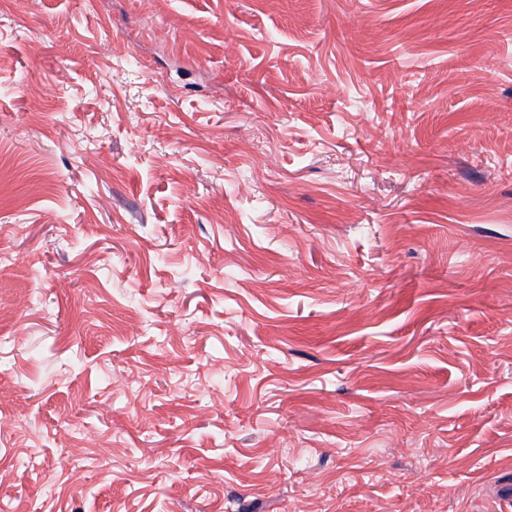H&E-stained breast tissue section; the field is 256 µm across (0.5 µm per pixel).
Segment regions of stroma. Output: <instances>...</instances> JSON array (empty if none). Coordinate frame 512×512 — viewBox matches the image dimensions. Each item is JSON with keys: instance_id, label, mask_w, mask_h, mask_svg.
I'll return each mask as SVG.
<instances>
[{"instance_id": "35a3bbf8", "label": "stroma", "mask_w": 512, "mask_h": 512, "mask_svg": "<svg viewBox=\"0 0 512 512\" xmlns=\"http://www.w3.org/2000/svg\"><path fill=\"white\" fill-rule=\"evenodd\" d=\"M0 512H492L512 0H0Z\"/></svg>"}]
</instances>
